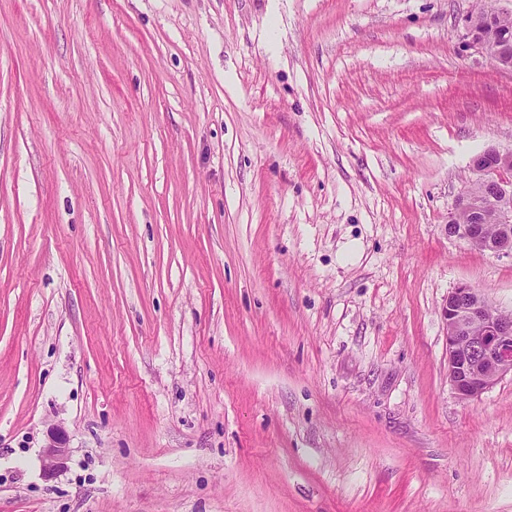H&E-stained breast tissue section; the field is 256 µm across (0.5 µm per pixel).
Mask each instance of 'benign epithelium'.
Wrapping results in <instances>:
<instances>
[{"label":"benign epithelium","instance_id":"7a95c632","mask_svg":"<svg viewBox=\"0 0 512 512\" xmlns=\"http://www.w3.org/2000/svg\"><path fill=\"white\" fill-rule=\"evenodd\" d=\"M495 14L481 8L463 21V44L512 73V43L492 49L481 37L482 23ZM471 182L478 191L461 194L448 219V234L458 236L493 255L512 254V149H487L470 161ZM496 210L497 231L488 233L489 209ZM512 376V315L494 308L483 294L460 285L448 295V382L458 398L479 397L505 376ZM65 431L48 428L41 462L47 477L67 463Z\"/></svg>","mask_w":512,"mask_h":512}]
</instances>
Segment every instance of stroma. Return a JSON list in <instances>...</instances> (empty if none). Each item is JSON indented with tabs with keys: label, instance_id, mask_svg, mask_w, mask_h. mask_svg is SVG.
Segmentation results:
<instances>
[{
	"label": "stroma",
	"instance_id": "1",
	"mask_svg": "<svg viewBox=\"0 0 512 512\" xmlns=\"http://www.w3.org/2000/svg\"><path fill=\"white\" fill-rule=\"evenodd\" d=\"M482 6L0 0V512H512V377L448 382L449 293L512 314ZM471 182L479 188L476 192L462 193L455 201L448 217V233L458 236L481 250L493 255H512V148L507 151L487 149L470 161ZM496 210L497 231L494 217L487 212ZM464 215L466 224H457ZM46 436L41 455L42 469L46 477H52L66 466L69 448L66 446L65 431L61 427L48 428Z\"/></svg>",
	"mask_w": 512,
	"mask_h": 512
}]
</instances>
